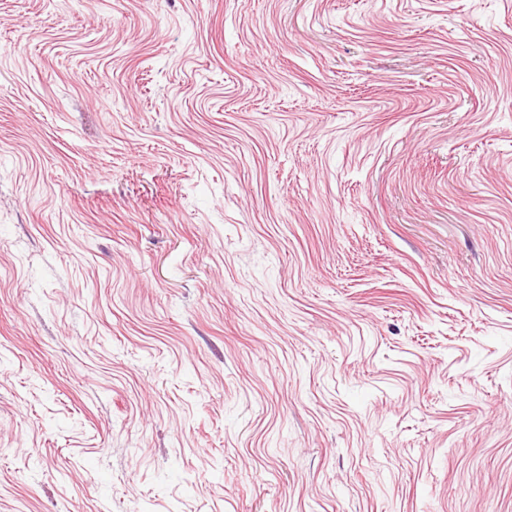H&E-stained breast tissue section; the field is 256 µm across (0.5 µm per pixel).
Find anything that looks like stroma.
Listing matches in <instances>:
<instances>
[{
    "instance_id": "35a3bbf8",
    "label": "stroma",
    "mask_w": 512,
    "mask_h": 512,
    "mask_svg": "<svg viewBox=\"0 0 512 512\" xmlns=\"http://www.w3.org/2000/svg\"><path fill=\"white\" fill-rule=\"evenodd\" d=\"M0 512H512V0H0Z\"/></svg>"
}]
</instances>
